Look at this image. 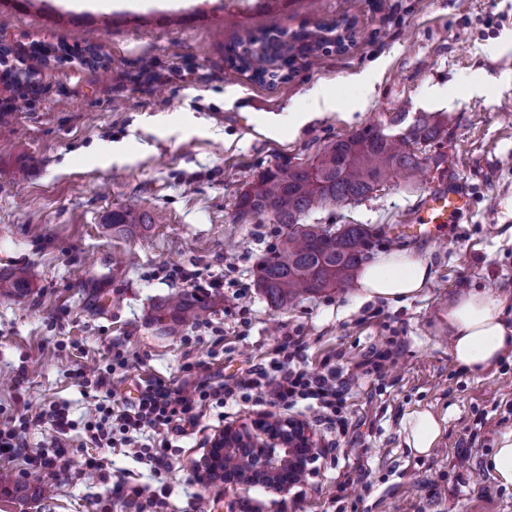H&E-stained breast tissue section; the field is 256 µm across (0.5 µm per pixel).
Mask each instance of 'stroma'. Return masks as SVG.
Returning a JSON list of instances; mask_svg holds the SVG:
<instances>
[{
  "mask_svg": "<svg viewBox=\"0 0 512 512\" xmlns=\"http://www.w3.org/2000/svg\"><path fill=\"white\" fill-rule=\"evenodd\" d=\"M146 9L138 0L111 12L75 11L64 0H0V48L18 69L33 45L63 49L36 67L27 87L0 81V270L29 266L24 298L0 297V415L35 418L30 447L50 441L38 414L57 404L82 421L94 401L79 368L106 367L120 341L125 367L110 378L116 403L141 379L181 384L270 361L285 337L303 341L311 368L354 365L372 349L400 344L383 380L353 385L347 399L354 440L300 410L230 403L211 408L156 473L139 449H115L105 471L85 463L82 429L64 436L69 471L43 494L20 459L0 458V512H135L112 483L165 489L166 512H512V486L487 470V457L512 434V354L482 376L457 367L448 344V301L477 288L512 298V0H174ZM350 26L344 50L295 60L287 79L258 82L234 72L229 49L270 29L320 33ZM95 38L102 67L81 58ZM157 64L158 79L143 74ZM381 67L361 110L353 77ZM324 85L339 109L299 130L265 135L271 117L308 108ZM238 99L225 103L227 88ZM447 117L448 139L427 152L416 181L391 180L366 199L313 207L304 224L379 228L368 250H407L426 260L431 280L400 302L365 300L358 286L306 294L285 307L256 285L280 245L283 225L243 215L240 195L276 164L313 162L330 142L386 124L398 114ZM106 143L123 144L113 162ZM465 181L472 206L432 240L396 235L430 188ZM155 215L149 231L117 234L113 210ZM227 276L199 319L165 332L158 308L183 289L180 271ZM446 416L434 452L406 448L408 415ZM297 419L320 445L305 480L281 495L265 486L202 483L197 471L214 434L261 415Z\"/></svg>",
  "mask_w": 512,
  "mask_h": 512,
  "instance_id": "1",
  "label": "stroma"
}]
</instances>
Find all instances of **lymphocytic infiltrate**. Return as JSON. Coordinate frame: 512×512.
<instances>
[{"label": "lymphocytic infiltrate", "instance_id": "lymphocytic-infiltrate-1", "mask_svg": "<svg viewBox=\"0 0 512 512\" xmlns=\"http://www.w3.org/2000/svg\"><path fill=\"white\" fill-rule=\"evenodd\" d=\"M303 350L301 341L288 336L280 345L281 358L274 368L255 363L218 380L194 376V367L189 364L185 367L187 376L179 386L161 379L150 380L132 404L121 407L95 402L83 424L85 441L104 452L130 445L138 433L152 431L157 441L144 454L159 472L170 466L168 452L173 439L183 435L186 427L195 425L204 411L250 395L255 396L257 404L286 410L306 402L316 420L344 434L349 427L344 404L350 385L365 377H383L387 365L400 353L396 346L376 349L352 367L316 373L309 370ZM46 418L55 426L58 437L38 448L29 447L27 442L32 425L29 417L22 415L1 422L0 458H22L30 474L50 476L67 471L70 461L60 448L59 438L73 430L75 423L62 407L51 408Z\"/></svg>", "mask_w": 512, "mask_h": 512}]
</instances>
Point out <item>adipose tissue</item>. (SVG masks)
<instances>
[{
  "label": "adipose tissue",
  "instance_id": "1",
  "mask_svg": "<svg viewBox=\"0 0 512 512\" xmlns=\"http://www.w3.org/2000/svg\"><path fill=\"white\" fill-rule=\"evenodd\" d=\"M428 262L409 251L380 253L361 269L358 286L366 299L397 300L418 293L430 280ZM448 335L454 363L479 375L512 352V301L483 291L461 292L448 304ZM444 420L423 409L404 424V441L426 456L444 432Z\"/></svg>",
  "mask_w": 512,
  "mask_h": 512
}]
</instances>
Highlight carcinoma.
Wrapping results in <instances>:
<instances>
[{
    "instance_id": "cac0c4a2",
    "label": "carcinoma",
    "mask_w": 512,
    "mask_h": 512,
    "mask_svg": "<svg viewBox=\"0 0 512 512\" xmlns=\"http://www.w3.org/2000/svg\"><path fill=\"white\" fill-rule=\"evenodd\" d=\"M293 46L274 36H249L232 49L236 70L252 72L263 79L275 67L292 64ZM405 122L396 117L382 128H367L327 145L311 165L277 166L268 169L243 192L239 206L254 215H270L288 226L279 254L259 268L257 286L274 306L307 293L344 290L352 282L365 255L367 225L345 224L336 231L315 224H300L301 214L314 204L362 200L390 179L412 181L422 169L417 146L430 147L448 136L447 121L419 116L402 131L391 128ZM154 223L148 213L129 209L112 211L114 232H134ZM27 267L0 272V296L20 298L32 287ZM170 320L176 323L197 318L201 302L184 291L173 293L166 303Z\"/></svg>"
}]
</instances>
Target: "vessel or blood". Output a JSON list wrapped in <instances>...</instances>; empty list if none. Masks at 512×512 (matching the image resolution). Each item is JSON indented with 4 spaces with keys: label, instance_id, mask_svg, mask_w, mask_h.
I'll return each instance as SVG.
<instances>
[{
    "label": "vessel or blood",
    "instance_id": "vessel-or-blood-1",
    "mask_svg": "<svg viewBox=\"0 0 512 512\" xmlns=\"http://www.w3.org/2000/svg\"><path fill=\"white\" fill-rule=\"evenodd\" d=\"M471 205L472 200L466 184L452 182L430 190L417 214L408 223L399 225L398 232L407 238L431 237L438 227L453 223L455 217L460 212L469 210Z\"/></svg>",
    "mask_w": 512,
    "mask_h": 512
}]
</instances>
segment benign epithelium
I'll use <instances>...</instances> for the list:
<instances>
[{
	"mask_svg": "<svg viewBox=\"0 0 512 512\" xmlns=\"http://www.w3.org/2000/svg\"><path fill=\"white\" fill-rule=\"evenodd\" d=\"M235 443L245 445L250 454L227 457L224 448ZM318 448L313 432L301 421L288 418L268 426L258 419L249 426H230L215 434L198 478L207 482L233 471L234 480L241 484L261 482L286 493L295 485L296 473L305 468L306 458L315 456Z\"/></svg>",
	"mask_w": 512,
	"mask_h": 512,
	"instance_id": "1",
	"label": "benign epithelium"
}]
</instances>
